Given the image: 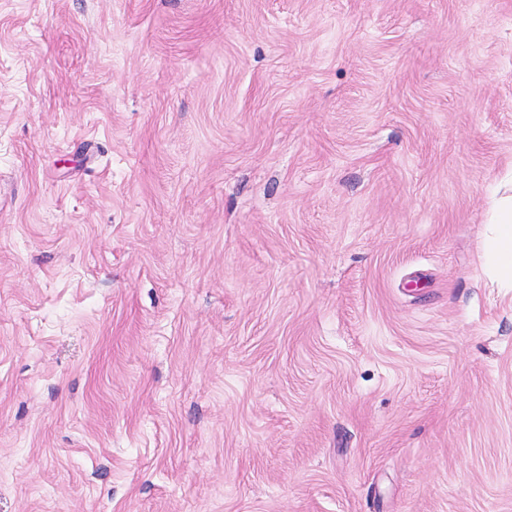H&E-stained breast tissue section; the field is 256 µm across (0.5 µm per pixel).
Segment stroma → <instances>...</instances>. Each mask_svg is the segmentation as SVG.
<instances>
[{"label":"stroma","mask_w":512,"mask_h":512,"mask_svg":"<svg viewBox=\"0 0 512 512\" xmlns=\"http://www.w3.org/2000/svg\"><path fill=\"white\" fill-rule=\"evenodd\" d=\"M512 0H0V512H512ZM487 213V223L493 230L481 246L482 266L492 285L512 288V193L504 196L497 190L490 198Z\"/></svg>","instance_id":"obj_1"}]
</instances>
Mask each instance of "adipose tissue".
<instances>
[{
  "instance_id": "ef3b65f1",
  "label": "adipose tissue",
  "mask_w": 512,
  "mask_h": 512,
  "mask_svg": "<svg viewBox=\"0 0 512 512\" xmlns=\"http://www.w3.org/2000/svg\"><path fill=\"white\" fill-rule=\"evenodd\" d=\"M487 213L493 230L481 246L482 266L493 285L512 288V193L493 194Z\"/></svg>"
}]
</instances>
